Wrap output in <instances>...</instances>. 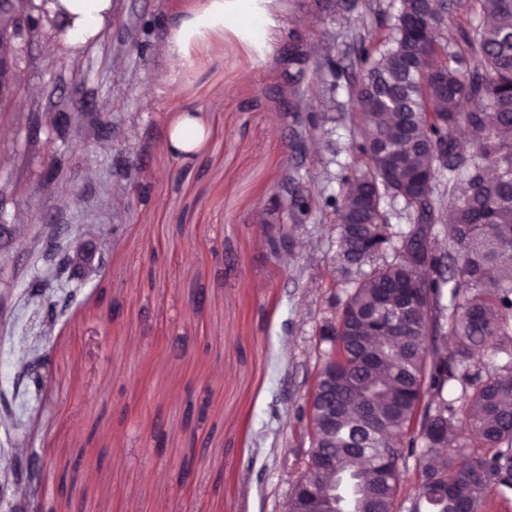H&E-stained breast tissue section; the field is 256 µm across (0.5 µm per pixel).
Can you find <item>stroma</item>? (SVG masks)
<instances>
[{"instance_id":"obj_1","label":"stroma","mask_w":512,"mask_h":512,"mask_svg":"<svg viewBox=\"0 0 512 512\" xmlns=\"http://www.w3.org/2000/svg\"><path fill=\"white\" fill-rule=\"evenodd\" d=\"M199 0H112V18L80 48L58 35L33 42L0 103V211L26 234L0 238V456L17 446L43 462L32 483L47 512H281L306 469L307 407L318 353L315 331L336 313L332 214L296 228L293 258L270 256L260 232L280 208L285 165L332 190L350 163L345 83L356 33L399 0H357L348 11L317 0H252L205 66L169 69L171 30ZM307 44L300 108L330 142L289 146L279 104L290 37ZM77 101L96 123L60 133L51 103ZM213 112L221 133L196 159L168 148L182 111ZM119 224L96 241L101 271L83 288L54 286L65 302L53 333L27 293L56 265L41 242L66 250L74 228ZM203 306H196L197 296ZM49 355L51 383L35 391L16 359ZM205 405L206 420L187 416ZM203 446L190 458V444Z\"/></svg>"}]
</instances>
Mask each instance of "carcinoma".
<instances>
[{
  "label": "carcinoma",
  "instance_id": "1",
  "mask_svg": "<svg viewBox=\"0 0 512 512\" xmlns=\"http://www.w3.org/2000/svg\"><path fill=\"white\" fill-rule=\"evenodd\" d=\"M477 2L483 23H459L448 37L442 23L455 0H400L386 23L375 21L378 38H356V111L344 115L355 162L334 193L290 194L296 224L320 206L335 216L336 337H322L316 399L335 424L312 440L334 449L336 486L349 488L334 512H390L406 457L420 469L412 512H456L466 500L478 508L491 489L512 493V0ZM452 43L479 66L468 68ZM385 198L403 202L408 223H390ZM447 209L454 228L442 244ZM264 226L273 254L288 225L271 210ZM28 288L44 317L58 316L43 281ZM439 331L453 337L444 353L426 345ZM480 349L501 361L474 364ZM42 368L47 355L19 365V377L39 391ZM427 395L434 406L412 431ZM326 478L307 470L288 495L291 512H327Z\"/></svg>",
  "mask_w": 512,
  "mask_h": 512
}]
</instances>
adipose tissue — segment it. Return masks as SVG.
<instances>
[{
  "label": "adipose tissue",
  "instance_id": "adipose-tissue-1",
  "mask_svg": "<svg viewBox=\"0 0 512 512\" xmlns=\"http://www.w3.org/2000/svg\"><path fill=\"white\" fill-rule=\"evenodd\" d=\"M47 9L62 22L63 39L72 46L85 45L112 16V0H49ZM224 37V0H204L190 18L172 31V72L189 63H203L210 43ZM216 129L209 114L183 112L174 125L170 146L177 151H201Z\"/></svg>",
  "mask_w": 512,
  "mask_h": 512
}]
</instances>
